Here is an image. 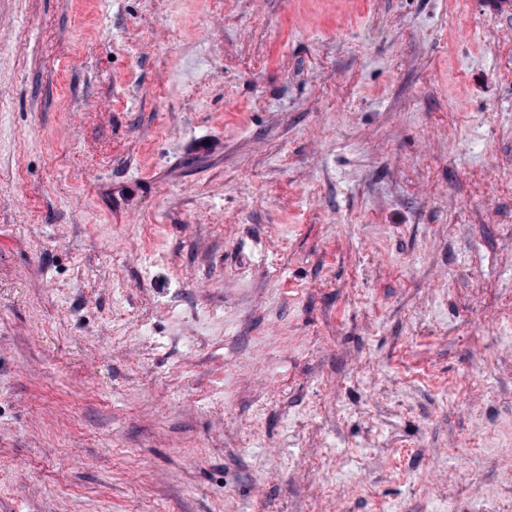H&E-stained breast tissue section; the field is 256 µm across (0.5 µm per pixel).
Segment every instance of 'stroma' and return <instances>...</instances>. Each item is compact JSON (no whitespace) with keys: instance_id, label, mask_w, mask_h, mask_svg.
<instances>
[{"instance_id":"stroma-1","label":"stroma","mask_w":512,"mask_h":512,"mask_svg":"<svg viewBox=\"0 0 512 512\" xmlns=\"http://www.w3.org/2000/svg\"><path fill=\"white\" fill-rule=\"evenodd\" d=\"M0 512H512V0H0Z\"/></svg>"}]
</instances>
